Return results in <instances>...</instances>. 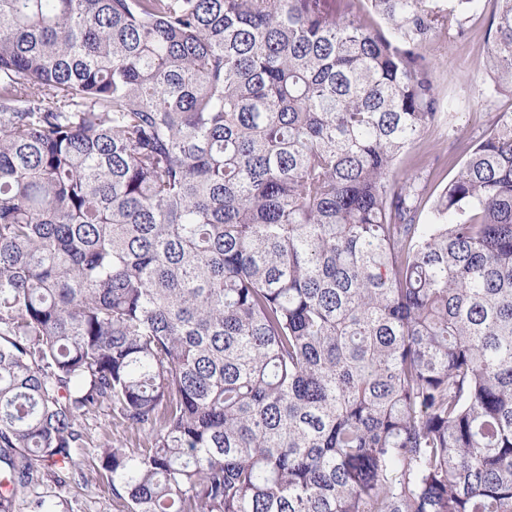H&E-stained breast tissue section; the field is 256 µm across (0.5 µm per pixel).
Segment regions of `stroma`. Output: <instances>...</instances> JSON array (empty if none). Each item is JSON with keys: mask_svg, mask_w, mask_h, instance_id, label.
Returning <instances> with one entry per match:
<instances>
[{"mask_svg": "<svg viewBox=\"0 0 512 512\" xmlns=\"http://www.w3.org/2000/svg\"><path fill=\"white\" fill-rule=\"evenodd\" d=\"M496 4L494 0H481L477 15L472 16L470 39L460 44H449L447 39L436 41L430 50L434 65L435 85L441 99L452 100L456 112L455 124L462 140L452 145L448 139L447 125L430 129L402 158L400 173L417 174L427 178L429 188H436L440 181L453 174L448 160L463 162L467 154L464 142L478 138L489 127L496 113L512 109V98L499 95H481L482 78L475 68V61L486 36L488 21ZM90 439L87 452L78 461L88 481L72 488L70 494L80 505L79 512H116L112 497L102 491V485L92 471L97 447L104 436L134 440L135 435L125 426L114 423L110 412L102 411L87 420Z\"/></svg>", "mask_w": 512, "mask_h": 512, "instance_id": "1", "label": "stroma"}]
</instances>
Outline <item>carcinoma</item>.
I'll use <instances>...</instances> for the list:
<instances>
[{
	"label": "carcinoma",
	"mask_w": 512,
	"mask_h": 512,
	"mask_svg": "<svg viewBox=\"0 0 512 512\" xmlns=\"http://www.w3.org/2000/svg\"><path fill=\"white\" fill-rule=\"evenodd\" d=\"M0 0V512H512V111L436 196L477 0ZM486 89L512 96V0ZM436 156L439 157V160L434 162ZM448 156L454 158L456 164L454 168L446 166ZM466 157L464 145L457 147L452 145V140L448 141V125L444 123L431 128L402 158L399 165V175L402 177L405 173L409 175L419 174L422 179L428 178V194H432L443 179L442 184L436 189V193L448 180V177H451L457 171ZM90 432V439L86 454L78 456L77 460L81 464L87 475L88 482L70 490L69 497H75L81 506L79 512H117L115 506H112V495L103 493L102 483L96 479V474L91 472L92 465L98 464L97 447L103 441L105 434L112 438L127 439L129 442L135 441V435L127 430L125 426L114 423L112 415L108 411H101L96 415L90 416L87 420ZM73 498V499H75Z\"/></svg>",
	"instance_id": "obj_1"
}]
</instances>
